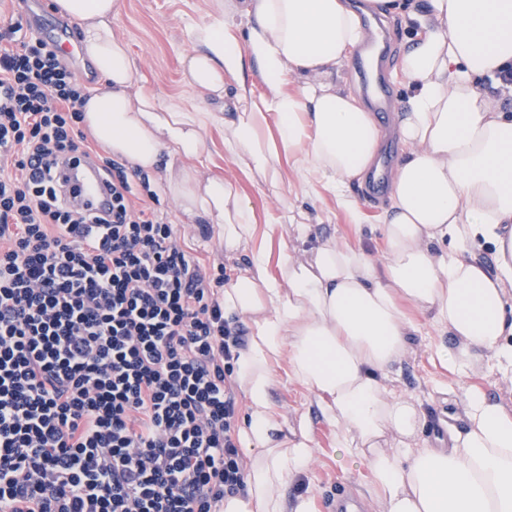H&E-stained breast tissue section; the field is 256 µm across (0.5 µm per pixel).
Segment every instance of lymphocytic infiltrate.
Masks as SVG:
<instances>
[{
	"instance_id": "lymphocytic-infiltrate-1",
	"label": "lymphocytic infiltrate",
	"mask_w": 512,
	"mask_h": 512,
	"mask_svg": "<svg viewBox=\"0 0 512 512\" xmlns=\"http://www.w3.org/2000/svg\"><path fill=\"white\" fill-rule=\"evenodd\" d=\"M21 30L0 27V512H223L246 469L224 277L89 145L83 86ZM66 162L97 164L110 209L67 200Z\"/></svg>"
}]
</instances>
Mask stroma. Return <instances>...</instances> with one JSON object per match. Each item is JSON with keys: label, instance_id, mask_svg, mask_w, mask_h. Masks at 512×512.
<instances>
[{"label": "stroma", "instance_id": "1", "mask_svg": "<svg viewBox=\"0 0 512 512\" xmlns=\"http://www.w3.org/2000/svg\"><path fill=\"white\" fill-rule=\"evenodd\" d=\"M209 0H122V10L112 21L113 32L127 44L137 65V84L156 95L165 104L186 112L221 114L220 100L202 101L186 87L181 60L190 51L188 31L206 20ZM201 160L207 172L238 181L249 198L259 224L275 227L273 236L263 244L270 257L271 273H278L281 251L289 244L291 227L282 223L285 209L303 213L312 224L314 234L323 240L352 238L351 218L338 204L335 195L317 182H303L296 171H289L280 194L263 193L241 172L232 155L224 147V127L208 123ZM360 221L365 228L363 245L375 265L385 261L380 241V226L389 203L388 198L368 200L361 185H353ZM157 210L165 222L174 225L187 249L209 270L223 269L233 276L242 268L239 259H227L216 230L197 221L183 223L174 204L160 197ZM416 333L408 339V349L388 375L385 384L391 396L412 400L422 416L420 442L434 443L443 435L444 424L461 414V394L475 385L512 407V376L490 368L465 378L452 373L435 354L440 338L429 316L413 312ZM275 410L288 422L289 428L305 426L311 445V457L303 475L289 484L288 499L308 494L314 499L315 512H332L331 503L338 491H345L356 502L358 512H383L380 500L367 492L369 473L360 460L338 452L340 430L323 419L312 396L291 383L284 369H277L272 388Z\"/></svg>", "mask_w": 512, "mask_h": 512}]
</instances>
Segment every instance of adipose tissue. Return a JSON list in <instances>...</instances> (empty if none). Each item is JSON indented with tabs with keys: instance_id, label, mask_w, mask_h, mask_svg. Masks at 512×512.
Segmentation results:
<instances>
[{
	"instance_id": "ef3b65f1",
	"label": "adipose tissue",
	"mask_w": 512,
	"mask_h": 512,
	"mask_svg": "<svg viewBox=\"0 0 512 512\" xmlns=\"http://www.w3.org/2000/svg\"><path fill=\"white\" fill-rule=\"evenodd\" d=\"M54 3L80 26L83 52L102 77L82 106L85 131L135 170L165 173V193L183 215L214 224L225 253H248L224 285V316L250 323L234 379L247 400L239 437L253 457L244 492L226 497L224 512H312L309 496L292 506L284 493L310 448L273 410L279 363L341 426L340 449L369 470L384 512H512V411L468 388L461 426L422 446L418 408L383 383L415 329L406 301L447 335L436 354L451 372L512 370V114L478 89L512 63V0H364L359 12L348 0H210L207 21L189 30L183 77L204 98L235 84L225 148L273 193L287 169L317 177L354 219L350 189L373 165L380 129L331 78L368 37L361 14L401 17L412 32L401 62L411 93L396 121L407 152L382 227L384 264L375 266L362 244L327 241L306 261L283 253L276 276L268 253L251 246L256 220L237 184L190 164L204 151L212 113L135 90V61L112 30L121 0ZM250 63L264 95L243 79ZM288 74L300 80L292 93L282 88ZM483 245L491 264L473 254ZM390 433L398 444L383 447Z\"/></svg>"
}]
</instances>
